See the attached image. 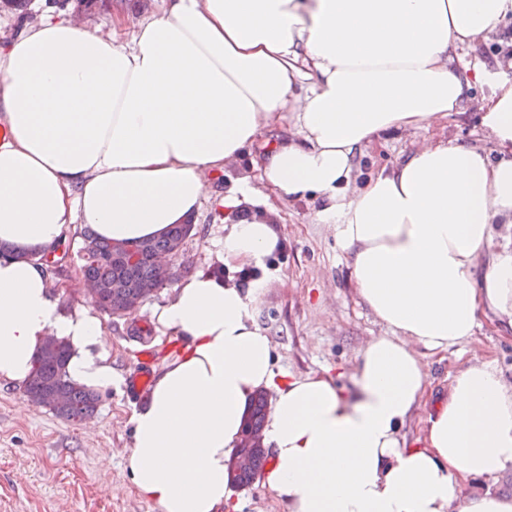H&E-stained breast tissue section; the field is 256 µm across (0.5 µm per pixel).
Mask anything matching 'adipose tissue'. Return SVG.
Masks as SVG:
<instances>
[{
    "mask_svg": "<svg viewBox=\"0 0 512 512\" xmlns=\"http://www.w3.org/2000/svg\"><path fill=\"white\" fill-rule=\"evenodd\" d=\"M113 14L109 36L48 18L0 43V382L25 384L53 335L71 345L73 382L121 385L102 320L60 313L45 255L79 222L115 242L185 223L206 177L247 157L260 184L220 197L219 258L255 277L196 272L155 311L184 347L130 419L137 492L159 512H224L248 405L266 392L260 479L288 512H512V496L460 494L512 470V383L496 365L453 377L423 447L403 434L431 383L424 351L468 342L487 317L512 329V249L492 248L512 224V58L494 72L462 55L512 0H160L132 26ZM478 90L489 148L426 140L360 178L353 159L376 137L429 129ZM289 199L318 202L313 221L334 225L388 330L359 351L352 401L331 376L275 369L253 317Z\"/></svg>",
    "mask_w": 512,
    "mask_h": 512,
    "instance_id": "obj_1",
    "label": "adipose tissue"
}]
</instances>
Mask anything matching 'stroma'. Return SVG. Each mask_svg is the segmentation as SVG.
<instances>
[{
	"mask_svg": "<svg viewBox=\"0 0 512 512\" xmlns=\"http://www.w3.org/2000/svg\"><path fill=\"white\" fill-rule=\"evenodd\" d=\"M48 15L68 18L72 11L54 0H30L23 10L2 8L0 38L12 35L18 20L35 23ZM427 136L485 142L479 110L472 105L427 133H386L357 154L354 163L366 174L379 171L404 159ZM248 173L241 162L208 180L181 252L192 271L220 269L224 215L215 201ZM279 208L283 249L271 260L276 273L255 303V321L269 336L278 366L299 377L328 373L340 388L353 391L351 370L361 346L370 337L385 335L386 329L361 304L332 226L309 223L313 203L284 200ZM81 245V231L71 232L62 262L47 269L59 308L67 314L98 311L83 294ZM172 297L173 288L167 285L129 318L104 316L112 368L125 382L99 390L91 417L76 422L59 418L32 402L24 387L0 383V512H158L136 492L125 458L132 446V409L146 396L132 389L131 380L156 373L181 351L179 339L153 321L157 307ZM474 355L494 361L512 381V331L485 319L467 349L426 355L430 399L444 394L450 377Z\"/></svg>",
	"mask_w": 512,
	"mask_h": 512,
	"instance_id": "35a3bbf8",
	"label": "stroma"
}]
</instances>
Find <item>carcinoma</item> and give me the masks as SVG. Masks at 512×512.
I'll list each match as a JSON object with an SVG mask.
<instances>
[{"label": "carcinoma", "instance_id": "obj_1", "mask_svg": "<svg viewBox=\"0 0 512 512\" xmlns=\"http://www.w3.org/2000/svg\"><path fill=\"white\" fill-rule=\"evenodd\" d=\"M192 230L191 223L173 224L157 238L121 243L102 239L92 228H85L80 251L81 270L100 287L95 300L98 308L116 318L131 316V308L148 299L143 293L144 287L159 289L170 282L167 275L153 264V255L181 249ZM128 248L139 252L138 262L130 264L124 260L123 254ZM70 353V344L61 340L53 356H37L26 383V393L34 402L51 406V410L62 418L81 420L96 411L99 395L69 379L66 363ZM267 406L264 395L255 396L248 408L245 428L262 427ZM266 460V453H254L253 468L237 474V483L251 485L260 476Z\"/></svg>", "mask_w": 512, "mask_h": 512}]
</instances>
